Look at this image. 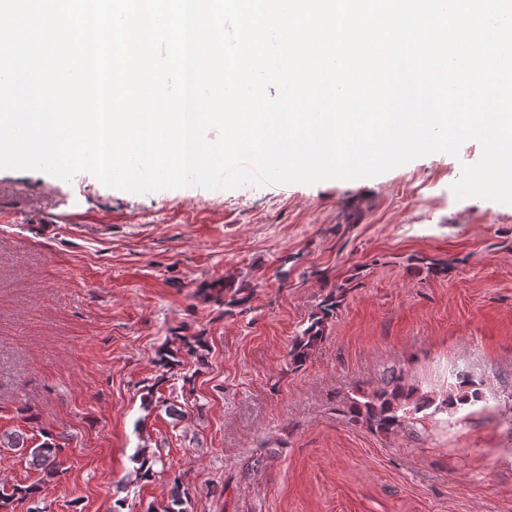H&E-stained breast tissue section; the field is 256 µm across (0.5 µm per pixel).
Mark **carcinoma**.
I'll use <instances>...</instances> for the list:
<instances>
[{"label": "carcinoma", "mask_w": 512, "mask_h": 512, "mask_svg": "<svg viewBox=\"0 0 512 512\" xmlns=\"http://www.w3.org/2000/svg\"><path fill=\"white\" fill-rule=\"evenodd\" d=\"M340 304V297L336 293L327 295L318 310L308 319V326L294 338L288 350V361L294 369L301 368L311 351L324 340L327 323L336 316ZM482 399L481 390L474 387V383L466 377L459 382V391L448 393L437 403L429 396L417 394L415 389L404 383L401 376L392 375L382 385L367 392L362 390L348 398L342 414L353 427L366 428L380 434H393L405 427L409 421L407 414L411 411L419 413L432 408L436 412H443ZM58 449L59 446L50 440L28 449L33 463L48 480L63 472ZM134 460L137 463L134 480H149L155 476L154 466L159 462L155 454L140 448ZM38 493L40 487L32 485H16L9 491L3 490L0 492V512H10L14 502L32 500ZM170 497V503L164 512H188L187 490L179 475L172 478Z\"/></svg>", "instance_id": "obj_1"}]
</instances>
